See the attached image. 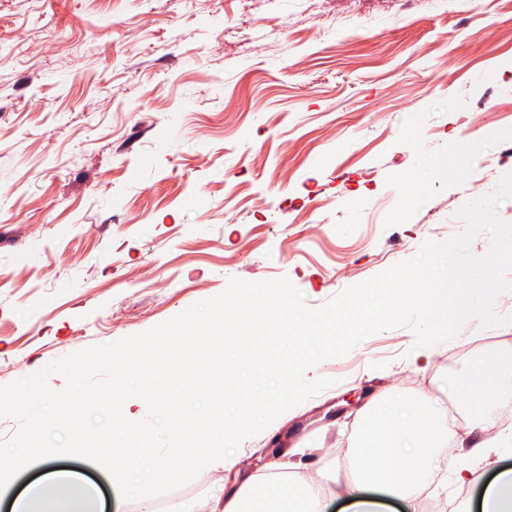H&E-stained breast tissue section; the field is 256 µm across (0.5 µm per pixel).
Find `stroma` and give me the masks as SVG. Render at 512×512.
Returning <instances> with one entry per match:
<instances>
[{
	"mask_svg": "<svg viewBox=\"0 0 512 512\" xmlns=\"http://www.w3.org/2000/svg\"><path fill=\"white\" fill-rule=\"evenodd\" d=\"M506 0H0V386L115 342L220 294L289 278L308 307L444 242L492 192L512 133ZM460 71L449 83L445 60ZM39 111H30V101ZM484 123L469 126L466 115ZM447 155L461 178L408 193ZM398 327L306 376L329 388L245 439L242 464L125 501L78 458L31 465L0 512L49 469L93 483L104 512H221L224 489L305 449L308 477L382 394L435 400L457 438L511 434L512 384L471 402L482 354L512 361V324L469 321L430 357ZM462 454L429 488L480 512Z\"/></svg>",
	"mask_w": 512,
	"mask_h": 512,
	"instance_id": "35a3bbf8",
	"label": "stroma"
}]
</instances>
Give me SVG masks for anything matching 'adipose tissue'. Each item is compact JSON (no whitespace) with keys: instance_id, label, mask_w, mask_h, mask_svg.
<instances>
[{"instance_id":"ef3b65f1","label":"adipose tissue","mask_w":512,"mask_h":512,"mask_svg":"<svg viewBox=\"0 0 512 512\" xmlns=\"http://www.w3.org/2000/svg\"><path fill=\"white\" fill-rule=\"evenodd\" d=\"M499 438L487 433L469 441L454 440L450 423L436 403L413 398L409 412H392L387 400L376 397L366 404L347 443L334 453L350 469L351 477L336 483V497L349 501L351 512H379L380 496L403 502L407 512H417L419 497L441 457L461 451L479 463L497 450ZM296 462L251 475L224 495V512H327L326 494L320 483L299 472ZM68 478L46 472L13 504L14 512H30L32 500L43 504L41 512H70L62 501Z\"/></svg>"}]
</instances>
